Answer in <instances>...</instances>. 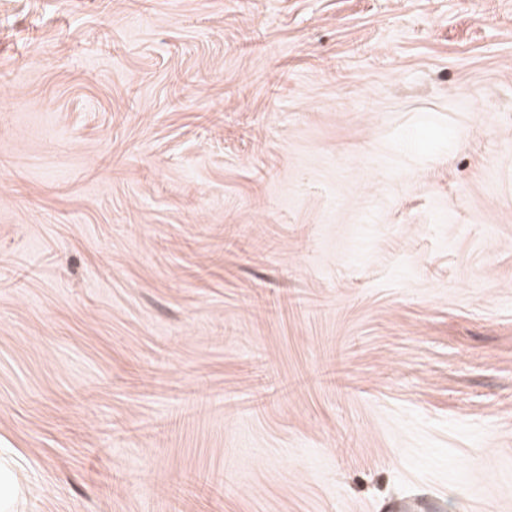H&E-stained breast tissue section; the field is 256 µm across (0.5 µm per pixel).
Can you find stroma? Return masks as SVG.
Returning <instances> with one entry per match:
<instances>
[{
	"label": "stroma",
	"instance_id": "obj_1",
	"mask_svg": "<svg viewBox=\"0 0 512 512\" xmlns=\"http://www.w3.org/2000/svg\"><path fill=\"white\" fill-rule=\"evenodd\" d=\"M6 512H512V0H0Z\"/></svg>",
	"mask_w": 512,
	"mask_h": 512
}]
</instances>
